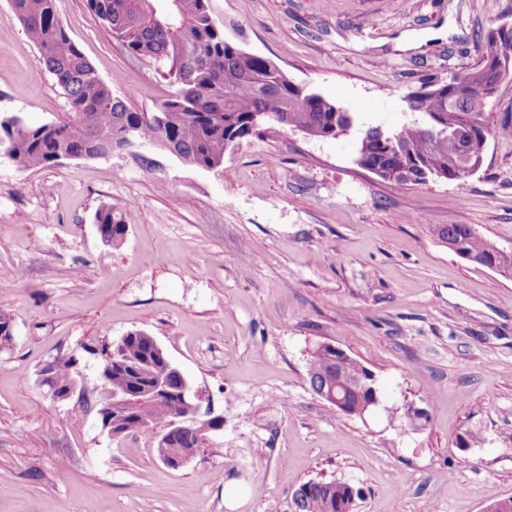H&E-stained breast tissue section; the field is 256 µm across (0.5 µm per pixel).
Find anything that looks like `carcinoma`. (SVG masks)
I'll use <instances>...</instances> for the list:
<instances>
[{
  "label": "carcinoma",
  "instance_id": "carcinoma-1",
  "mask_svg": "<svg viewBox=\"0 0 512 512\" xmlns=\"http://www.w3.org/2000/svg\"><path fill=\"white\" fill-rule=\"evenodd\" d=\"M87 2L131 58L162 66L176 90L154 112L131 109L129 96L114 94L71 40L57 0H9L69 104L64 118L37 125L15 113L0 114V156L21 170L49 168L66 156L118 154L122 133L128 129L186 163L215 169L223 164L226 149L246 136L293 129L323 139L336 123L356 130V163L376 169L383 180L422 184L441 179L462 185L455 172L459 165L485 157L491 128L485 117L487 102L453 101L448 87L476 95L486 82L498 85L512 75V68H491L501 61L512 65V34H488L480 42L477 67L458 72L430 90L421 87L407 93V108L417 118L381 132L377 126L358 125L354 110L313 90L293 87L271 69L272 62L226 39L212 19L210 0ZM442 112L457 124L451 140L446 131L440 139L430 132ZM124 214V208L110 203L96 211L95 223L101 226L104 241L114 245L125 238ZM436 231L454 244L453 252L481 256L512 272V253L491 245L472 226L439 224ZM153 340L144 331L123 338L121 356L112 362L109 388L136 396L162 384L174 394L112 412L114 436L157 427L168 430L171 420L182 412V375L159 355ZM72 366L71 361L53 362V382L65 386L73 377ZM308 370L313 372L310 385L315 390L336 380L340 372L356 384L345 393L343 413L347 415H361L380 394L372 371L350 356L336 362L334 352L323 343L310 352ZM207 434L205 421L199 420L174 436L170 446L195 455L206 447ZM301 488L305 490L301 512H337L348 496L342 481H308Z\"/></svg>",
  "mask_w": 512,
  "mask_h": 512
}]
</instances>
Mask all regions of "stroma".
<instances>
[{
  "instance_id": "stroma-1",
  "label": "stroma",
  "mask_w": 512,
  "mask_h": 512,
  "mask_svg": "<svg viewBox=\"0 0 512 512\" xmlns=\"http://www.w3.org/2000/svg\"><path fill=\"white\" fill-rule=\"evenodd\" d=\"M227 39L385 130L403 97L476 67L512 0H210ZM71 39L114 94L154 111L172 87L131 59L86 0H58ZM0 113L33 124L68 102L0 0ZM357 134L250 135L206 170L153 150L21 171L0 157V512H293L309 481L363 490L357 512H484L512 498V279L450 251L469 224L512 253V135H493L464 185L386 181ZM125 206L106 244L94 215ZM154 336L223 430L186 466L150 432L113 438L94 408L101 351ZM371 370L379 406L352 417L308 378L315 344ZM73 359L55 399L41 371ZM427 417L408 429L407 404Z\"/></svg>"
}]
</instances>
